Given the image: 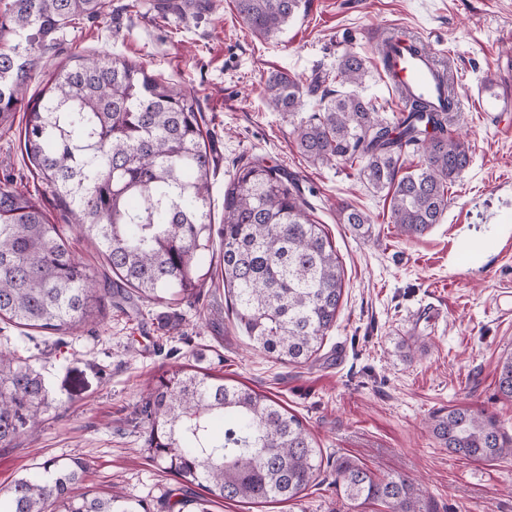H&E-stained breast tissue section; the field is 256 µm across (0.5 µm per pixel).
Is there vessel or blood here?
<instances>
[{
  "label": "vessel or blood",
  "instance_id": "obj_1",
  "mask_svg": "<svg viewBox=\"0 0 512 512\" xmlns=\"http://www.w3.org/2000/svg\"><path fill=\"white\" fill-rule=\"evenodd\" d=\"M404 46V40H396L390 59L384 66L389 87L402 93L412 91L433 101H441L444 92L438 84L431 59L422 54L405 55Z\"/></svg>",
  "mask_w": 512,
  "mask_h": 512
}]
</instances>
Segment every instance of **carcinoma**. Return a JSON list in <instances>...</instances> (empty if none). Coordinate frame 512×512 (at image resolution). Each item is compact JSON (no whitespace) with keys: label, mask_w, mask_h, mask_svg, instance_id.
<instances>
[{"label":"carcinoma","mask_w":512,"mask_h":512,"mask_svg":"<svg viewBox=\"0 0 512 512\" xmlns=\"http://www.w3.org/2000/svg\"><path fill=\"white\" fill-rule=\"evenodd\" d=\"M240 20L259 37L281 32L301 0H233ZM105 0H0V124L26 113L20 142L31 173L104 256L115 288L100 287L69 250L25 186L0 187V321L73 336L92 310L116 293L179 305L199 299L210 268L212 145L200 125L198 99L141 64L77 52L49 72L41 98L26 99L44 73L57 35L102 11ZM204 0H164L182 19ZM367 69L343 54L332 81L353 90H325L320 107L296 127L300 154L314 166L361 164L360 179L391 196V218L407 237L424 235L448 208V183L471 163L469 147L448 134L460 117L454 88L437 110L414 98L392 118L365 99ZM303 86L270 74L269 106L296 116ZM422 163L403 170L405 150ZM340 223L366 234L370 219L343 206ZM224 294L253 346L286 363L315 360L336 326L343 269L323 225L280 169L255 156L224 187ZM498 391L512 399V352L499 363ZM50 406L44 378L26 348H0V446L33 434ZM145 425V464L175 478L170 512H183L185 489L197 487L194 512L220 502L252 505L297 500L314 481L320 454L302 420L273 396L224 381L212 369L177 366L154 376L137 405ZM430 430L448 452L475 462L512 459V437L497 420L465 406L433 416ZM90 465L80 458L44 460L34 477L0 488V512H152L120 494L75 492ZM336 485L357 504L389 512H421V490L400 474L373 476L336 464Z\"/></svg>","instance_id":"obj_1"}]
</instances>
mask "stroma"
<instances>
[{
  "label": "stroma",
  "instance_id": "1",
  "mask_svg": "<svg viewBox=\"0 0 512 512\" xmlns=\"http://www.w3.org/2000/svg\"><path fill=\"white\" fill-rule=\"evenodd\" d=\"M127 2L105 0L101 14L60 33L54 63L77 51L112 54L198 97L215 148L214 224L224 218V185L240 159L259 155L281 166L344 269L338 318L315 362L288 364L255 352L227 314L223 250L214 244L212 277L198 301L135 307L116 299L65 343L36 333L29 349L51 406L35 436L0 447V484L36 474L46 458L78 457L90 464L86 487L167 512L175 481L145 466L135 408L148 378L194 364L200 350L219 361L225 380L281 399L322 451L299 500L227 502L212 512H387L351 504L336 488V464L345 459L422 483V512H512V465L450 454L427 428L437 411L466 405L493 414L512 436V401L497 393L498 360L512 349V112L499 109L512 76L497 68L512 56V0H304L270 40L243 25L233 0H209L207 12L187 19L137 13ZM393 30L423 42L453 73L472 156L448 186L440 224L418 238L400 232L389 197L367 187L356 168L311 165L296 147V121L265 104L271 73L308 84L335 72L351 51L368 68L360 94L395 113L374 52ZM24 120L18 112L11 129L0 128V181H23L51 223L65 226L73 254L102 276V257L25 165ZM344 205L369 216V234L340 223Z\"/></svg>",
  "mask_w": 512,
  "mask_h": 512
}]
</instances>
